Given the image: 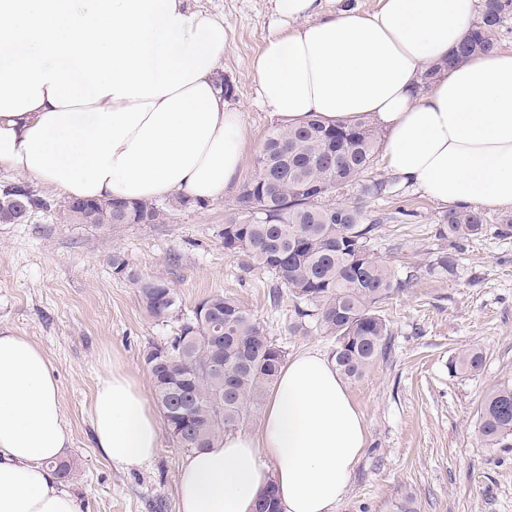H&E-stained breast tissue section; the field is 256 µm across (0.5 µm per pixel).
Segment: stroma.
<instances>
[{
    "label": "stroma",
    "instance_id": "35a3bbf8",
    "mask_svg": "<svg viewBox=\"0 0 512 512\" xmlns=\"http://www.w3.org/2000/svg\"><path fill=\"white\" fill-rule=\"evenodd\" d=\"M192 9L223 22L227 35L223 74L233 93L226 103L243 114L245 175L277 121L256 103L253 63L280 31L274 0H189ZM372 178L391 193L369 200L382 216L373 239L376 257L399 276L416 272L411 288L384 304L391 350L349 395L362 414L367 446L350 488L335 512H394L411 492L420 512H512V448H488L476 428L485 394L512 380V210L488 209L487 235L466 242L454 276L428 273L444 243L434 235L441 207L403 176L375 160ZM236 193L206 206L174 212L161 224H75L56 212L35 213L26 224H0V328L28 337L51 360L77 466L68 482L82 512H177L176 481L186 449L162 438L154 460L142 467L111 465L93 438L90 404L99 376L128 371L152 392L144 350L178 329L177 317L145 314L136 286L112 270L121 254L143 277L176 288L188 314L212 294L235 297L288 355L330 352L332 337L290 333L294 303L271 304L268 273L248 268L246 257L224 249V213ZM479 346L481 372L452 371L460 349Z\"/></svg>",
    "mask_w": 512,
    "mask_h": 512
}]
</instances>
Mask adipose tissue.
Segmentation results:
<instances>
[{
    "label": "adipose tissue",
    "mask_w": 512,
    "mask_h": 512,
    "mask_svg": "<svg viewBox=\"0 0 512 512\" xmlns=\"http://www.w3.org/2000/svg\"><path fill=\"white\" fill-rule=\"evenodd\" d=\"M282 33L253 64L280 126L368 118L383 158L443 206L512 208V50L422 75L467 34L481 0H380L368 15L274 0ZM224 25L188 0H0V167L99 201L223 197L239 183L245 132L215 76ZM102 454L138 467L160 447L145 391L115 369L95 385ZM71 442L60 385L29 338L0 329V512H81L48 469ZM331 355L282 367L257 434L191 452L177 512H335L366 447Z\"/></svg>",
    "instance_id": "adipose-tissue-1"
}]
</instances>
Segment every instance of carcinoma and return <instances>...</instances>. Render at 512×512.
<instances>
[{
    "instance_id": "carcinoma-1",
    "label": "carcinoma",
    "mask_w": 512,
    "mask_h": 512,
    "mask_svg": "<svg viewBox=\"0 0 512 512\" xmlns=\"http://www.w3.org/2000/svg\"><path fill=\"white\" fill-rule=\"evenodd\" d=\"M512 16V0H485L479 15L448 59L489 53L499 46L501 24ZM382 141L370 120L328 127L312 119L300 127L268 133L254 160L255 173L239 188L238 207L224 216V250L246 256L250 265L276 280L273 298L285 288L294 301L293 333H308L307 322L333 338L332 358L346 379L358 380L388 349L390 322L382 304L411 286L414 275L400 278L378 260L371 240L381 218L363 200L381 196L388 182L366 179ZM359 185L360 198L338 202L336 194ZM75 200L57 203L36 196L39 210H62L80 224H161L172 211L200 207L197 199L176 197L163 204L125 202L126 219L111 201L83 200L86 218L72 213ZM436 236L448 242L429 271L452 275L465 242L487 230L484 212L452 207L436 217ZM112 269L132 281L147 315L165 321L178 309L170 282L145 278L118 254ZM153 392L172 443L188 451L213 446L244 425L286 360L285 349L267 335L250 312L232 296L202 299L191 317L166 341L143 353ZM478 347L464 348L452 367L467 375L482 369ZM184 390L182 409L165 411L176 389ZM477 431L489 448L512 445V382L486 394Z\"/></svg>"
}]
</instances>
